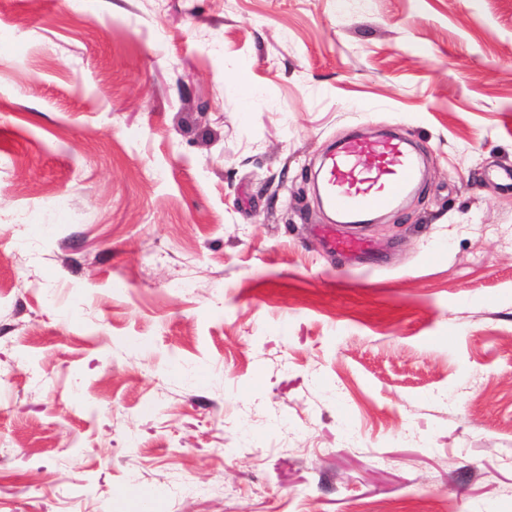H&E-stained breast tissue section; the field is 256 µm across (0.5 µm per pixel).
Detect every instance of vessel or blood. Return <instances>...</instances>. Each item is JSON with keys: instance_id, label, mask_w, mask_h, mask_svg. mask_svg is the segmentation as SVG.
Here are the masks:
<instances>
[{"instance_id": "vessel-or-blood-1", "label": "vessel or blood", "mask_w": 512, "mask_h": 512, "mask_svg": "<svg viewBox=\"0 0 512 512\" xmlns=\"http://www.w3.org/2000/svg\"><path fill=\"white\" fill-rule=\"evenodd\" d=\"M419 176L418 159L401 138L353 137L325 154L321 192L327 207L336 213L338 224H355L372 212L393 207ZM336 226L324 227L332 250L350 255L365 250V239L338 234Z\"/></svg>"}]
</instances>
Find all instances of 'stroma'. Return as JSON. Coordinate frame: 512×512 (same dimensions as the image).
Segmentation results:
<instances>
[{
	"label": "stroma",
	"mask_w": 512,
	"mask_h": 512,
	"mask_svg": "<svg viewBox=\"0 0 512 512\" xmlns=\"http://www.w3.org/2000/svg\"><path fill=\"white\" fill-rule=\"evenodd\" d=\"M502 169L512 0H0V512H512ZM372 159L371 166L366 164ZM420 166L408 143L388 136L353 137L329 150L321 166V192L338 223H359L387 210L418 181ZM323 231L330 237V248L343 254H357L366 248V240L360 237L336 235V224H324Z\"/></svg>",
	"instance_id": "stroma-1"
}]
</instances>
